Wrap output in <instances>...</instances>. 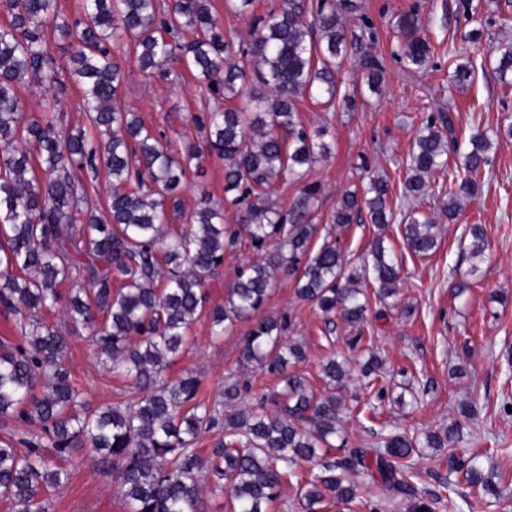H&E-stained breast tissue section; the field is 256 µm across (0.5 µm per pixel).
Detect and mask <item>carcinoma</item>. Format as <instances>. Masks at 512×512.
Masks as SVG:
<instances>
[{
  "label": "carcinoma",
  "instance_id": "1",
  "mask_svg": "<svg viewBox=\"0 0 512 512\" xmlns=\"http://www.w3.org/2000/svg\"><path fill=\"white\" fill-rule=\"evenodd\" d=\"M355 8L353 0H282L243 45L225 33L210 0H174L166 7L159 0H83L82 14L70 23L58 22V0H0L7 18L0 23V141L13 146L0 152V304L31 316L63 305L68 318L90 330L99 363L124 374L131 387L126 401L91 408L64 366L63 336L35 318L22 327V343L0 344V418L41 428L20 440L24 453L0 441V498L15 512H44L45 494L64 486L80 465L79 449L112 460L127 512H196L205 469L232 512H267L276 490L293 479L305 512H321L327 499L346 512H377L359 499L351 480L360 471L391 505L447 512L448 496L426 492L421 471L410 464L416 439L390 433L376 448H353L339 457L322 450L336 435L341 403L334 389L352 374L347 357L332 356L322 365L327 390L319 395L304 378L284 377L272 414L241 405L236 381L224 382L223 400L209 404L198 399L195 376L166 378L202 315H209L214 336L224 335L261 307L279 267L297 275L300 300L354 332L348 338L353 350L367 312L362 285H377L384 299L397 293L398 261L383 236L372 240L358 269L348 265L335 240L311 250L316 225L308 214L319 184L305 185L289 212L271 202L274 184L303 176L330 154L328 126L308 131L297 104L305 96L336 100L341 63L365 39L349 36L344 23ZM395 27L393 56L408 69L425 67L434 50L418 11L399 15ZM71 36L67 73L82 86L95 142L79 127H59L52 112L30 116L21 105L25 82L45 92L64 86L51 44ZM123 50L146 74L168 77L166 65L176 63L207 98L238 106L197 116L204 139L178 145L121 105L124 73L116 55ZM448 59L452 81L463 92L474 75L468 48L451 46ZM365 70V85L377 91L382 64L369 59ZM495 71L512 86L511 38L497 46ZM446 131L452 127L443 115L422 123L404 181L406 197L425 194L427 177L448 164ZM469 144L448 175L443 215L450 222L459 195L477 194L474 175L490 164L487 133L473 134ZM207 154L225 161L224 193L239 207L237 223H224V208L202 188L193 224L169 237V217L183 208L182 179ZM102 174L111 190L100 215L90 191ZM389 191L387 179L369 176L361 191L342 195L334 227L344 228L365 210L370 223L385 230L395 220ZM404 221L401 235L410 253L435 251L434 219L409 211ZM242 243L257 251L272 243L275 252L240 268L224 304L207 308L206 276L224 263L225 248ZM466 249L473 257L489 249L479 226L470 227ZM64 284L70 285L65 297ZM287 329L285 315L256 321L242 340L240 362L283 373L302 361V348L285 341ZM364 373L371 409V399L385 396L383 361L373 352ZM212 429L224 430V447L206 460L195 445ZM460 434L455 423L425 434L423 445L448 449V463L469 487L499 496L474 459L456 455Z\"/></svg>",
  "mask_w": 512,
  "mask_h": 512
}]
</instances>
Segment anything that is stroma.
Returning <instances> with one entry per match:
<instances>
[{
	"label": "stroma",
	"instance_id": "stroma-1",
	"mask_svg": "<svg viewBox=\"0 0 512 512\" xmlns=\"http://www.w3.org/2000/svg\"><path fill=\"white\" fill-rule=\"evenodd\" d=\"M280 0H254L246 13L230 12L224 0H211L226 33L235 40H249L256 18L278 7ZM359 10L347 17L352 31L372 25L373 42L367 52L382 60L384 86L381 94L362 90L357 107L347 112L300 102L298 109L306 127L331 126V154L315 163L304 180L278 186L275 200L280 210H290L304 183L320 186L311 209L317 233L312 247H320L333 229V216L341 195L361 186L367 175H381L391 181V202L396 215L417 210L440 218L448 200V174L433 173L428 193L418 200H402L406 162L418 128L428 115H450L454 134L449 143L464 149L470 137L480 131L502 129L512 123V86L501 84L493 67L495 48L503 38H512V0H470V12H462L459 0H358ZM417 9L424 23L423 35L432 42L436 55L426 68L410 71L394 59L397 44L393 25L399 14ZM480 40L468 46L476 66L473 83L466 91L452 88L453 68L445 55L450 44L462 43L472 30ZM124 71L120 97L155 130L178 131L183 140L196 142L200 132L193 118L212 109L194 77L185 70L166 79L148 77L129 56L120 61ZM25 112L59 113L63 126L85 125L82 92L74 80H67L58 98L45 95L31 85L20 91ZM223 159L207 156L198 173L189 174L181 196L184 212L169 225L170 233L183 232L190 225L199 188H206L214 201L224 199ZM478 196L465 198L457 219L443 224L438 246L430 256L417 257L406 249L399 225L378 231L369 220L347 225L339 234V246L346 257L359 260L377 234L400 266V292L386 300L370 298L366 319L360 326V348L349 349V330L341 322L326 323L322 313L296 295V281L284 270H276V287L256 318L287 315V340L300 342L306 354L296 367L316 391L326 388L322 363L332 355L349 359L366 358L376 352L386 362L383 378L386 396L377 414L360 411L367 392L359 374H352L340 389L344 404L341 430L333 448H359L377 444L378 431L423 437L427 430L459 423L460 454L477 458L487 472H493L502 498H489L483 512H512V138L500 137L491 153V163L480 175ZM482 225L490 249L486 256L470 258L464 240L471 225ZM250 247L225 250L224 263L207 280L209 302L222 304L236 282L239 269L257 260ZM68 344L66 366L87 402L94 407L113 405L127 399L129 389L123 376L103 369L95 355L89 331L72 323L58 309L42 312ZM252 327L251 321L236 322L223 337L211 334L208 317L193 326L185 352L167 369L169 378L193 373L201 381L203 399H218L224 383L235 380L246 387L244 402L256 405L261 397L282 388L281 376L254 365L239 362L240 343ZM469 400L472 416L459 415L457 404ZM82 463L73 470L68 483L48 495L45 512H126L112 463L85 450ZM424 470L425 489L447 491L453 501L474 498L475 492L461 474L448 468L446 450L424 449L415 456Z\"/></svg>",
	"mask_w": 512,
	"mask_h": 512
}]
</instances>
